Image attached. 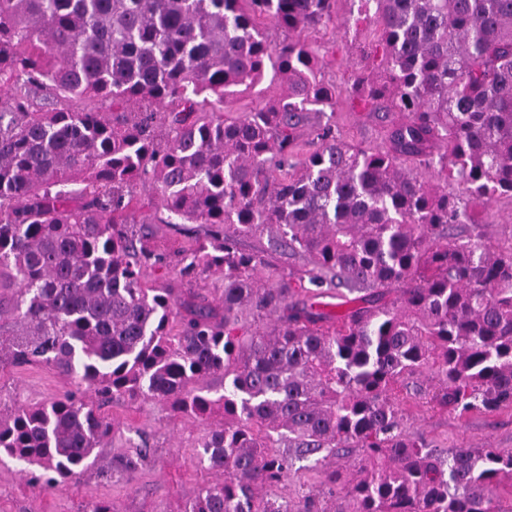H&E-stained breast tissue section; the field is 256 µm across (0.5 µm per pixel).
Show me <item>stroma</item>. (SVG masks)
I'll return each mask as SVG.
<instances>
[{
	"mask_svg": "<svg viewBox=\"0 0 512 512\" xmlns=\"http://www.w3.org/2000/svg\"><path fill=\"white\" fill-rule=\"evenodd\" d=\"M306 42L329 51L322 72L327 85L336 92L334 111L303 113L297 135V156L305 158L315 145L316 129L332 124L337 136L358 149L384 145L388 120L379 112L367 111L357 97L354 82L371 64L377 34L372 23L359 20L355 0H338L335 27H318L304 32ZM280 92L277 82L264 78L250 88L240 89L224 101L225 119L260 107ZM161 204L134 214L137 231L146 233L152 246L169 254L198 246L207 235L202 224H170ZM458 238L480 239L495 250L512 248V199L502 197L477 206L474 223L458 225ZM280 230L270 226L240 236L243 251L263 256L267 262L259 277L264 285L294 281L311 266L307 255L282 249ZM71 387L69 379L56 370L32 364L0 367V399L28 403L50 401ZM411 433L437 448H512V406L491 413L458 417L452 411H418L405 392H396ZM103 414L112 424L104 456H118L146 442L151 449L133 481L106 480L95 472L62 483L53 490L40 491L28 485L19 463L0 460V512H83L87 503L111 502L116 512H180L193 498L211 472L203 468L195 445L211 428L208 420L184 418L157 402L126 398L107 402Z\"/></svg>",
	"mask_w": 512,
	"mask_h": 512,
	"instance_id": "obj_1",
	"label": "stroma"
}]
</instances>
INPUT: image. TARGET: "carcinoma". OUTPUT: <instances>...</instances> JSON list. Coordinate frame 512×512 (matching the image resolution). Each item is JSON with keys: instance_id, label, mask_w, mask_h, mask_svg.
Listing matches in <instances>:
<instances>
[{"instance_id": "1", "label": "carcinoma", "mask_w": 512, "mask_h": 512, "mask_svg": "<svg viewBox=\"0 0 512 512\" xmlns=\"http://www.w3.org/2000/svg\"><path fill=\"white\" fill-rule=\"evenodd\" d=\"M336 2L0 0V288L6 276L15 290L0 300V365L75 385L0 401V456L32 487L94 469L132 480L147 446L101 452V407L128 397L224 412L197 450L215 478L180 512H501L512 448H433L392 391L461 415L512 405V249L452 234L473 206L512 199V0H358L384 83L359 77L355 91L403 120L377 150L320 127L290 172L300 113L336 104L323 55L293 33L332 23ZM264 16L290 36L268 41ZM268 66L283 94L225 120L224 98ZM146 186L165 223L209 226L174 274L223 273L220 299L145 281L162 254L127 224ZM273 224L311 258L300 290L364 305L316 312L261 284L265 259L238 237ZM393 283L405 288L386 303ZM268 314L271 331L246 325ZM349 448L351 479L327 467ZM311 458L318 483L265 494Z\"/></svg>"}]
</instances>
